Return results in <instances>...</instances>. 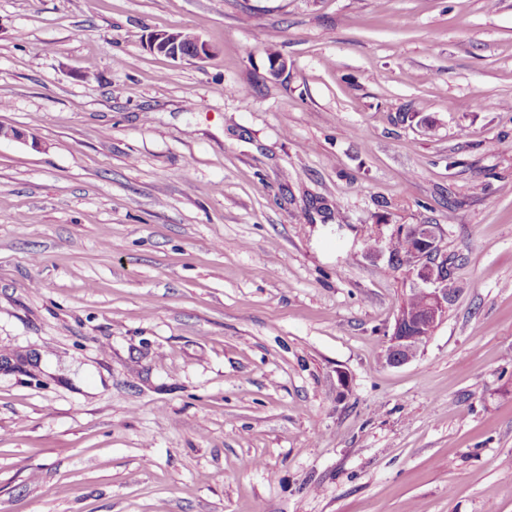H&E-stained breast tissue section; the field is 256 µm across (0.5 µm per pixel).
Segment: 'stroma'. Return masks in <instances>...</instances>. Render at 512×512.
<instances>
[{"instance_id": "obj_1", "label": "stroma", "mask_w": 512, "mask_h": 512, "mask_svg": "<svg viewBox=\"0 0 512 512\" xmlns=\"http://www.w3.org/2000/svg\"><path fill=\"white\" fill-rule=\"evenodd\" d=\"M0 126V512H512V0H0ZM150 51L172 60H200L209 52V46L197 36L184 31H157L151 34ZM397 234L417 240V247L401 264L406 265L415 277L417 291L426 296L411 293L407 299L412 307L402 305L398 310L393 332L388 339L385 364L401 366L406 364L423 348L425 332L433 329L448 316V307L456 300V288H448V254L441 246L437 227L431 224L403 225ZM408 237H394L389 242L390 255H408L414 242ZM425 306V307H424ZM413 332L409 333L408 329Z\"/></svg>"}]
</instances>
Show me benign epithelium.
Returning a JSON list of instances; mask_svg holds the SVG:
<instances>
[{
  "label": "benign epithelium",
  "instance_id": "7a95c632",
  "mask_svg": "<svg viewBox=\"0 0 512 512\" xmlns=\"http://www.w3.org/2000/svg\"><path fill=\"white\" fill-rule=\"evenodd\" d=\"M150 51L172 60H201L209 52V46L197 36L184 31H157L151 34ZM398 233L417 241V247L401 264L407 266L415 277V291L426 296V306L413 311L407 306L398 310L393 332L388 339L385 364L401 366L423 348L425 333L448 316V307L456 300L457 290L448 287V254L441 246L437 227L431 224H409L400 227Z\"/></svg>",
  "mask_w": 512,
  "mask_h": 512
}]
</instances>
